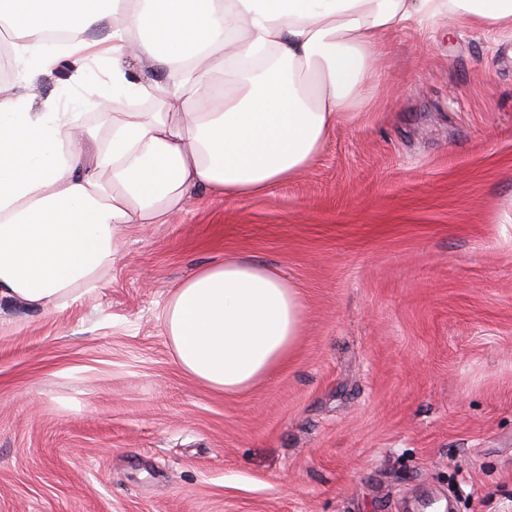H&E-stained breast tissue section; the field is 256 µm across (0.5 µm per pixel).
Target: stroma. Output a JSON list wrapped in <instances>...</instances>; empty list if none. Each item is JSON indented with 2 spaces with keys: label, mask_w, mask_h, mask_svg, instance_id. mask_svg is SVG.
Here are the masks:
<instances>
[{
  "label": "stroma",
  "mask_w": 512,
  "mask_h": 512,
  "mask_svg": "<svg viewBox=\"0 0 512 512\" xmlns=\"http://www.w3.org/2000/svg\"><path fill=\"white\" fill-rule=\"evenodd\" d=\"M377 74L299 178L199 189L126 226L99 288L0 304V512H512V29L399 28ZM27 92L95 110L65 67ZM233 255L305 317L287 364L224 395L160 315Z\"/></svg>",
  "instance_id": "obj_1"
}]
</instances>
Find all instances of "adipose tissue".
<instances>
[{
	"label": "adipose tissue",
	"mask_w": 512,
	"mask_h": 512,
	"mask_svg": "<svg viewBox=\"0 0 512 512\" xmlns=\"http://www.w3.org/2000/svg\"><path fill=\"white\" fill-rule=\"evenodd\" d=\"M441 15L512 26V0H0L20 79L71 58L79 83L109 60L103 110L153 93L128 60L172 68L167 111L113 113L103 138L0 84V301L61 307L98 287L123 226L166 223L201 188L259 198L301 175L372 98L381 40ZM304 310L276 269L233 256L181 282L161 320L183 372L236 393L291 358Z\"/></svg>",
	"instance_id": "obj_1"
}]
</instances>
